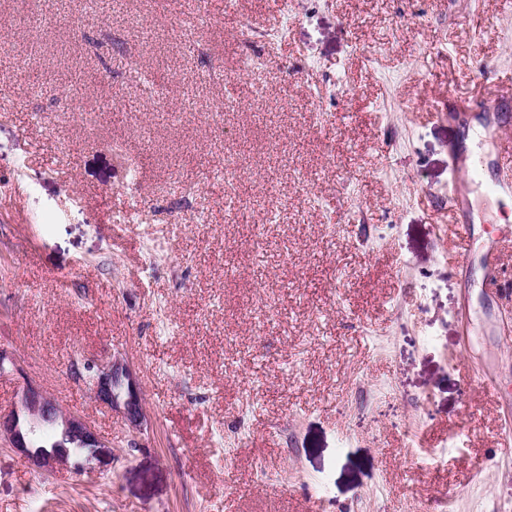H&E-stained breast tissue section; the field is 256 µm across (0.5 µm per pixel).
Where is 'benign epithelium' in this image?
<instances>
[{"instance_id":"7a95c632","label":"benign epithelium","mask_w":512,"mask_h":512,"mask_svg":"<svg viewBox=\"0 0 512 512\" xmlns=\"http://www.w3.org/2000/svg\"><path fill=\"white\" fill-rule=\"evenodd\" d=\"M22 377V395L7 411L0 410V441L15 449L25 462L41 471L70 469L86 472L101 449L109 447L84 416L63 409L54 398L24 376L14 354L0 349V372ZM71 375L93 397L112 408H122L135 428L144 418L139 389L121 361L85 358L73 363Z\"/></svg>"}]
</instances>
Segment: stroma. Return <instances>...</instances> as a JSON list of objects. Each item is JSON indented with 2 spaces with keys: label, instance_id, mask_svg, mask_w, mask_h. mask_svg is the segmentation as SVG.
Wrapping results in <instances>:
<instances>
[{
  "label": "stroma",
  "instance_id": "stroma-1",
  "mask_svg": "<svg viewBox=\"0 0 512 512\" xmlns=\"http://www.w3.org/2000/svg\"><path fill=\"white\" fill-rule=\"evenodd\" d=\"M39 2L0 0V348L110 446L0 443V512H512V195L473 110L512 0H114L89 40ZM107 354L142 428L71 376Z\"/></svg>",
  "mask_w": 512,
  "mask_h": 512
}]
</instances>
